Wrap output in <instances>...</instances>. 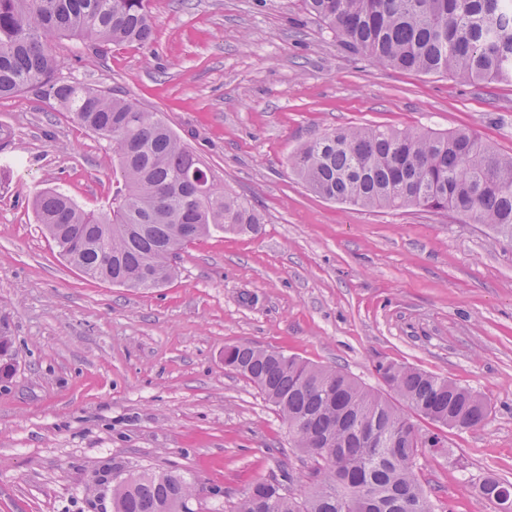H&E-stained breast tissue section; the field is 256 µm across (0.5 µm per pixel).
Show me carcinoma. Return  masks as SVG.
<instances>
[{"label":"carcinoma","instance_id":"carcinoma-1","mask_svg":"<svg viewBox=\"0 0 512 512\" xmlns=\"http://www.w3.org/2000/svg\"><path fill=\"white\" fill-rule=\"evenodd\" d=\"M353 50L382 66L446 74L463 82H512V0H304ZM150 0H0V97L32 92L79 125L112 140L116 191L107 211H86L47 190L33 200L63 258L86 277L115 283L146 269L171 283L174 260L215 231L249 233L260 217L226 193L162 120L109 91L57 77L49 38L138 43L153 38ZM289 166L318 196L367 208L456 210L512 242V155L466 129L448 133L380 126L336 129L301 147ZM224 364L249 379L313 464L300 503L280 481H257L236 512H433L416 474L437 437L349 375L281 352L228 348ZM384 383L420 416L475 428L491 408L439 376L381 364ZM478 494L503 512L512 493L494 477ZM189 486L176 474L143 473L112 485V512H185Z\"/></svg>","mask_w":512,"mask_h":512}]
</instances>
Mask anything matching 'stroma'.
Here are the masks:
<instances>
[{
	"instance_id": "35a3bbf8",
	"label": "stroma",
	"mask_w": 512,
	"mask_h": 512,
	"mask_svg": "<svg viewBox=\"0 0 512 512\" xmlns=\"http://www.w3.org/2000/svg\"><path fill=\"white\" fill-rule=\"evenodd\" d=\"M149 45L52 38L62 80L134 99L261 216L181 251L166 287L87 280L32 210L67 193L112 204V143L31 93L0 98V512H112L106 471L171 472L189 512H235L258 480L308 464L260 390L224 364L249 344L340 368L388 394L399 363L483 397V426L441 427L417 474L434 512H500L474 486L512 484V243L450 212L372 209L313 194L288 164L337 128H466L512 155V83L380 66L303 0H152Z\"/></svg>"
}]
</instances>
